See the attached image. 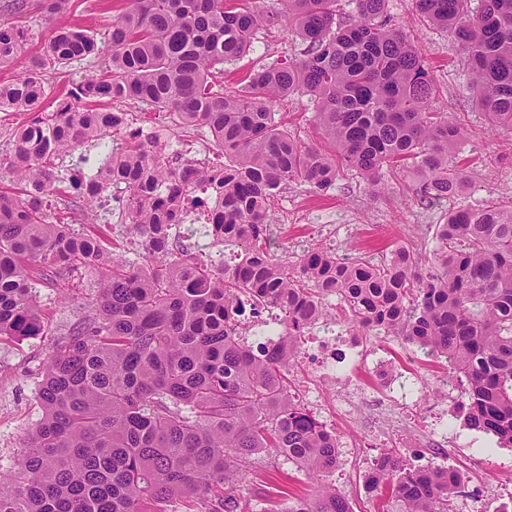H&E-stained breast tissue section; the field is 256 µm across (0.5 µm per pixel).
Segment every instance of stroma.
<instances>
[{"label":"stroma","mask_w":512,"mask_h":512,"mask_svg":"<svg viewBox=\"0 0 512 512\" xmlns=\"http://www.w3.org/2000/svg\"><path fill=\"white\" fill-rule=\"evenodd\" d=\"M123 0H73L69 14L48 20L37 10L26 16L1 10L0 22L19 21L27 31L20 62L0 67V82L15 79L23 71L24 58L43 54L57 25L78 23L103 32L122 10ZM394 23L419 43L426 61L442 87L435 103L437 111L460 124L468 137L460 156L470 162L471 180L458 196L429 204L406 198L409 173L392 179L393 198L373 199L366 183L348 175L324 194L311 192L303 182L281 187L274 201L277 220L270 228V250L278 258L296 261L307 250L324 245L337 256L362 257L379 263L396 246L413 252L420 267H429L438 242L437 224L458 209H477L491 203L512 206V133L491 128L471 101L470 71L461 48L448 32L426 24L414 11L412 0H388ZM303 44L287 29L260 30L246 57L225 64L217 83L225 91L238 89L239 79L258 64L283 57H301ZM277 120L297 132L307 143L324 146L315 116L316 105L309 97L295 95L274 104ZM123 190L105 189L96 203L111 221L110 235L119 241L126 258L141 263L143 249L121 222ZM97 294V275L87 270L76 274L67 289L44 279L38 288L44 309L43 335L21 340H0V473L7 474L21 453L30 430L42 416L38 384L42 369L56 345L66 340L71 326L89 315ZM365 351L390 359L415 378L413 410L385 407L384 392L360 356L347 357L336 366L337 385H318L309 390L311 373L305 358H298L291 373L290 391L317 419L325 421L339 439L338 465L332 476L337 489L349 499L353 512H374V494L364 488V474L371 469L381 449H396L406 463L440 465L456 469L471 494L456 499L453 512H512L508 499L484 497L491 486L512 488V447L500 446L496 437L471 429L466 421V379L457 377L446 364L427 357L400 336L375 334L364 340ZM452 383L458 396L443 404L432 389ZM287 475L288 491H308L307 477L287 459L273 452L258 456L250 479L241 494L254 512H270L274 499L267 486Z\"/></svg>","instance_id":"stroma-1"}]
</instances>
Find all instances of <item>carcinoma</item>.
<instances>
[{"label": "carcinoma", "instance_id": "obj_1", "mask_svg": "<svg viewBox=\"0 0 512 512\" xmlns=\"http://www.w3.org/2000/svg\"><path fill=\"white\" fill-rule=\"evenodd\" d=\"M125 0L103 37L55 28L45 53L0 84V112L28 118L8 129L0 156V337L43 330L36 284L65 288L94 270L98 294L50 357L39 381L43 410L11 477L0 512H249L239 483L270 449L316 481L284 512H353L329 477L336 434L288 392L297 349L259 351L241 342L246 305H274L289 337L323 318L325 298L349 313L351 332L402 336L443 357L466 378L467 421L512 446V207L451 211L437 227L432 265L417 269L398 247L374 264L315 248L290 268L267 248L270 202L287 182L316 193L354 171L373 197L409 161L415 201L448 199L470 173L457 166L465 131L432 108L440 87L422 48L392 24L387 0ZM413 0L423 21L448 31L472 76V102L488 125L512 132V0ZM71 0H38L47 17ZM288 22L306 45L299 59L249 71L233 94L212 82L249 52L256 32ZM26 30L0 23V66L17 60ZM108 57L65 104L48 111L44 73ZM301 94L317 106L329 150L278 125L274 103ZM134 99L208 129L225 162L174 164L161 141L132 131L115 101ZM109 159L89 184L124 185V223L140 239L130 263L93 221L75 233L47 202L82 181L59 161L87 142ZM216 204L203 225L216 244L240 249L216 267L169 248L168 229ZM377 512H451L458 495L445 466L405 464L393 449L374 466Z\"/></svg>", "mask_w": 512, "mask_h": 512}]
</instances>
